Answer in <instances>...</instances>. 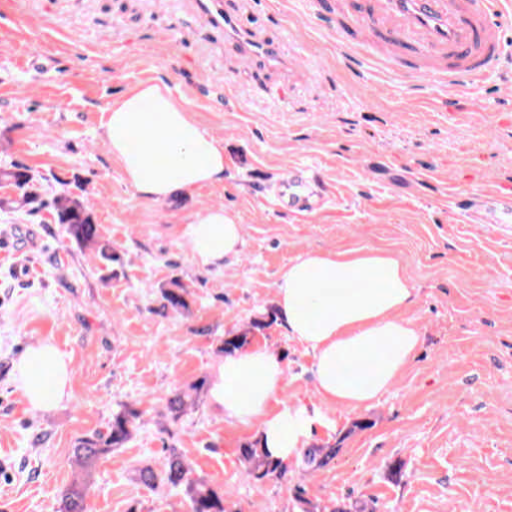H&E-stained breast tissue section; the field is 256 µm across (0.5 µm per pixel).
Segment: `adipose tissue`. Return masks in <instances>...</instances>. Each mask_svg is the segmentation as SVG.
Returning <instances> with one entry per match:
<instances>
[{"instance_id": "ef3b65f1", "label": "adipose tissue", "mask_w": 512, "mask_h": 512, "mask_svg": "<svg viewBox=\"0 0 512 512\" xmlns=\"http://www.w3.org/2000/svg\"><path fill=\"white\" fill-rule=\"evenodd\" d=\"M103 128L126 182L144 199L161 201L224 180L220 141L165 83L140 84L113 102ZM183 235L204 268L237 258L245 244L242 224L222 207L199 214ZM376 271L384 273L385 285L367 282ZM417 296L401 258L384 250L314 249L281 271L277 317L311 353L322 402L358 410L389 390L421 343L420 328L402 315ZM18 367L33 408L66 397L70 363L51 341L29 346ZM286 381L280 355L251 346L225 356L212 370L210 387L212 405L229 420L257 423L262 447L283 461L301 455L315 419L306 406H277Z\"/></svg>"}]
</instances>
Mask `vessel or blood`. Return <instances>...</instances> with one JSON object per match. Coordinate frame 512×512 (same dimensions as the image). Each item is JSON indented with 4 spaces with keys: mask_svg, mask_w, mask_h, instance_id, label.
Wrapping results in <instances>:
<instances>
[{
    "mask_svg": "<svg viewBox=\"0 0 512 512\" xmlns=\"http://www.w3.org/2000/svg\"><path fill=\"white\" fill-rule=\"evenodd\" d=\"M196 4L212 25L245 38L223 0H196ZM511 11L512 0H355L347 11L325 14L324 21L345 34L362 23L374 25L379 41L392 53L423 54L420 78L454 89L500 70L504 35L498 19ZM306 188L303 177L288 179L279 195L282 206L302 213ZM487 197L489 223L511 225L512 191L495 189Z\"/></svg>",
    "mask_w": 512,
    "mask_h": 512,
    "instance_id": "vessel-or-blood-1",
    "label": "vessel or blood"
}]
</instances>
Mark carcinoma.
Wrapping results in <instances>:
<instances>
[{
  "label": "carcinoma",
  "mask_w": 512,
  "mask_h": 512,
  "mask_svg": "<svg viewBox=\"0 0 512 512\" xmlns=\"http://www.w3.org/2000/svg\"><path fill=\"white\" fill-rule=\"evenodd\" d=\"M0 183H7L18 188L13 198L0 199V208L27 209L36 214L43 209L49 210L56 223L63 225L68 237L82 247H90L100 254L105 266L110 267L120 262V256L105 243L99 233L92 213L77 196L60 192L50 199L42 198L41 185L31 170L23 165L12 163L0 166ZM190 292L180 280L174 279L160 290L162 308L178 314L190 311ZM276 320L274 311L270 310L259 318L252 319L237 332L224 336L218 352L231 354L244 348L250 337L265 330ZM194 403L192 395L183 391L170 393L164 402L165 416L177 420L185 408ZM141 412L133 407H126L112 415L105 430H95L80 438L72 449V462L84 474L82 480H74L61 496L59 512H87L86 496L89 478L97 463L112 453V449L121 448L128 443L135 431ZM341 448L334 445L313 446L302 453L304 464L313 471L331 466ZM239 461L243 466V475L255 482L283 479L287 472L284 462L274 459L260 441L242 445L238 448ZM136 479L145 486L156 488L164 486L168 491L181 492L188 500L189 512H231L224 499V489L209 484L195 475L192 464L175 450H170L160 465L143 464L135 469Z\"/></svg>",
  "instance_id": "cac0c4a2"
}]
</instances>
